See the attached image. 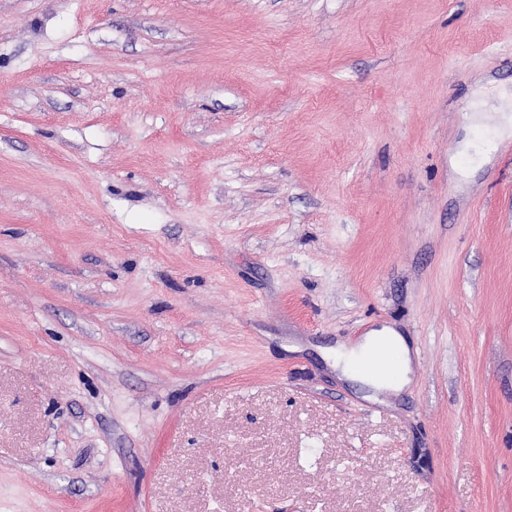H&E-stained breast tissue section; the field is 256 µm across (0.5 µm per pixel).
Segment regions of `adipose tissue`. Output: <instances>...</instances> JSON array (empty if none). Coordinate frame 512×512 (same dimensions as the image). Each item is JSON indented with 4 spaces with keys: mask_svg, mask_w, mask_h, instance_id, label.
Wrapping results in <instances>:
<instances>
[{
    "mask_svg": "<svg viewBox=\"0 0 512 512\" xmlns=\"http://www.w3.org/2000/svg\"><path fill=\"white\" fill-rule=\"evenodd\" d=\"M378 354L384 357V366L375 370L365 368V361ZM331 358L339 378L368 389L397 393L411 381L410 350L403 337L388 327L371 331L353 343L337 345Z\"/></svg>",
    "mask_w": 512,
    "mask_h": 512,
    "instance_id": "obj_1",
    "label": "adipose tissue"
}]
</instances>
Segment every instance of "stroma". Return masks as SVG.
<instances>
[{"instance_id": "obj_1", "label": "stroma", "mask_w": 512, "mask_h": 512, "mask_svg": "<svg viewBox=\"0 0 512 512\" xmlns=\"http://www.w3.org/2000/svg\"><path fill=\"white\" fill-rule=\"evenodd\" d=\"M511 100L512 0H0V512H512ZM377 354L385 359L383 367L371 370L362 366ZM331 358L339 378L359 382L368 390L398 393L411 381L410 350L403 337L389 327L371 331L351 344L337 345Z\"/></svg>"}]
</instances>
